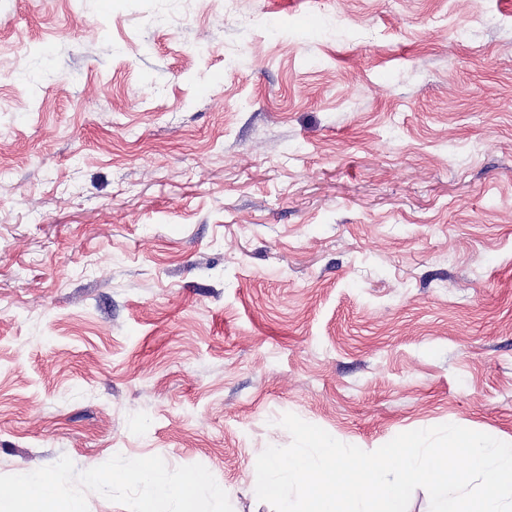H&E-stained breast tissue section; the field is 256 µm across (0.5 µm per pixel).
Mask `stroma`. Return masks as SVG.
Returning <instances> with one entry per match:
<instances>
[{"label":"stroma","instance_id":"1","mask_svg":"<svg viewBox=\"0 0 512 512\" xmlns=\"http://www.w3.org/2000/svg\"><path fill=\"white\" fill-rule=\"evenodd\" d=\"M287 413L512 443V0H0V475Z\"/></svg>","mask_w":512,"mask_h":512}]
</instances>
